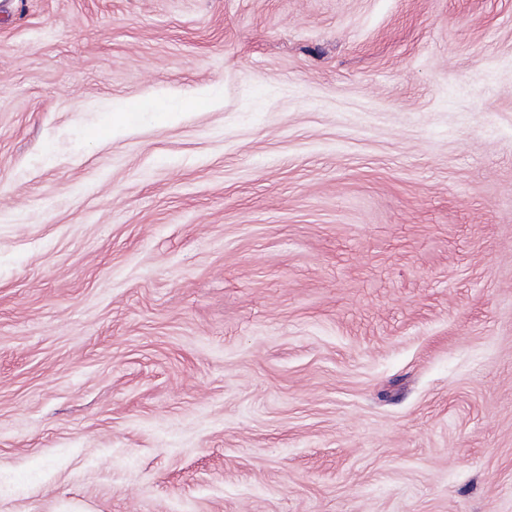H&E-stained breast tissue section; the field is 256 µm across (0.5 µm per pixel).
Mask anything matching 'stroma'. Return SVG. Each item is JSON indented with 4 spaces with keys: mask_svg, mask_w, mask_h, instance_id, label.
Returning <instances> with one entry per match:
<instances>
[{
    "mask_svg": "<svg viewBox=\"0 0 512 512\" xmlns=\"http://www.w3.org/2000/svg\"><path fill=\"white\" fill-rule=\"evenodd\" d=\"M0 512H512V0H0Z\"/></svg>",
    "mask_w": 512,
    "mask_h": 512,
    "instance_id": "obj_1",
    "label": "stroma"
}]
</instances>
